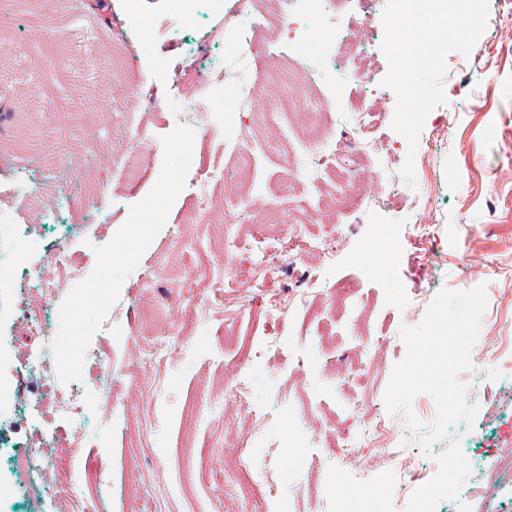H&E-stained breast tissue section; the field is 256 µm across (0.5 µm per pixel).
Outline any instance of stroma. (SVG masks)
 <instances>
[{"label":"stroma","instance_id":"stroma-1","mask_svg":"<svg viewBox=\"0 0 512 512\" xmlns=\"http://www.w3.org/2000/svg\"><path fill=\"white\" fill-rule=\"evenodd\" d=\"M259 7L253 32L240 0H0V226L30 239L23 263L0 268L14 397L0 412V512H63L74 483L96 512H405L384 449L346 438L385 417L436 473L445 443L423 450L384 396L401 325L443 288L486 287L458 374L485 392L466 457L488 468L506 453L512 385L483 346L512 336L498 297L512 289V0H346L308 27L314 86L271 81L298 51L269 37L288 21L280 0ZM405 20L414 37L396 41ZM347 34L372 46L366 86L329 62ZM229 69L260 96L239 99ZM282 97L342 110L322 176L296 117L273 111ZM366 98L379 151L351 139ZM132 130L145 134L133 184L118 165ZM240 145L255 158L246 174ZM61 250L79 276L52 263ZM41 277L59 288L37 309ZM37 320L54 340L44 371L27 358ZM239 383L254 412L225 404ZM50 384L81 394V428L50 408ZM71 445V468L42 487L17 468ZM270 473L277 498L238 492Z\"/></svg>","mask_w":512,"mask_h":512}]
</instances>
